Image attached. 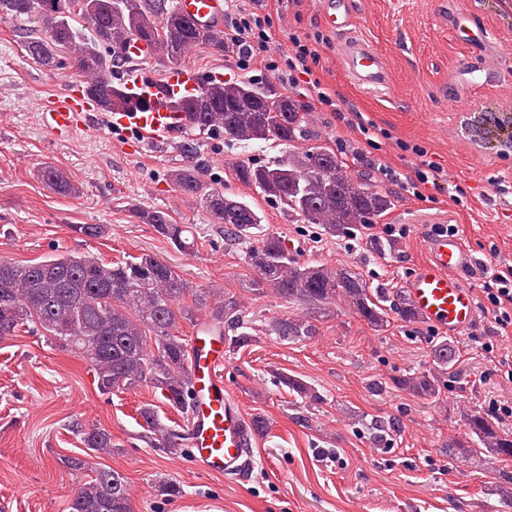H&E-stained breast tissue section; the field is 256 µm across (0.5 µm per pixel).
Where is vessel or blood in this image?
<instances>
[{
  "label": "vessel or blood",
  "mask_w": 512,
  "mask_h": 512,
  "mask_svg": "<svg viewBox=\"0 0 512 512\" xmlns=\"http://www.w3.org/2000/svg\"><path fill=\"white\" fill-rule=\"evenodd\" d=\"M352 4L353 0H321L320 20L326 29L342 36L340 52L351 82L369 91L387 87L389 74L381 55L351 34ZM176 7L202 30L224 22V0H176ZM120 54L132 65L124 77L127 88L132 95L151 100L153 106L109 113V128L125 132L126 147L132 151L168 141L184 125L186 116L170 111L167 103L198 88L199 75L192 70L174 69L164 78L153 77L141 68L142 62L151 57L152 49L136 37L128 39ZM491 76L490 70L476 68L466 59L455 74L461 84L469 87L484 84ZM94 118L93 107L73 90L47 100L41 112L44 127L55 135L95 130ZM426 252V259L404 285L405 300L425 322L445 334L458 335L475 320V296L464 276L477 270L478 260L460 235L445 232L427 237ZM223 363V348L192 345L190 367L196 409L191 460L202 472L237 478L253 466L258 434L252 419L235 403L217 375Z\"/></svg>",
  "instance_id": "obj_1"
}]
</instances>
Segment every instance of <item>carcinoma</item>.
<instances>
[{
    "label": "carcinoma",
    "mask_w": 512,
    "mask_h": 512,
    "mask_svg": "<svg viewBox=\"0 0 512 512\" xmlns=\"http://www.w3.org/2000/svg\"><path fill=\"white\" fill-rule=\"evenodd\" d=\"M75 14L89 24L91 33L73 25ZM0 15L36 23L27 48L37 62L48 65L68 51L84 78L85 94L95 98L104 112L142 108L128 94L124 80L115 77L121 63L119 47L131 35L149 41L153 55L172 69L198 46L217 55L230 51L222 29H198L178 13L174 0H0ZM170 108L190 118L182 128L187 146L193 136L208 133L244 145L273 141L284 146L281 159L266 164L243 161L235 176L291 219L317 224L328 235L338 229L355 233L393 206L389 194L353 178L336 153L315 143L305 114L268 85L210 79L194 93L171 100ZM39 176L61 193L75 191L53 166L43 167ZM171 180L224 225V239L243 248L247 264L257 272L253 290L268 288L288 301L321 304L342 296L370 325L385 326L386 296L370 295L366 283L345 268L299 262L280 237L264 232L263 217L250 202L209 187L195 165L172 171ZM135 214L176 250H194L196 240L189 227L173 223L166 212L137 209ZM70 230L95 239L104 236L108 227L73 224ZM182 321L189 322L195 333L215 336L232 349L253 341L236 299L193 287L150 253L114 261L71 254L27 264L0 260V339L28 327L55 347L85 359L103 394L144 384L159 390L183 424H166L149 404L140 408L139 415L149 441L171 454L183 451L194 406L188 340L178 335ZM227 329L232 336H225ZM270 330L287 341L317 333L312 321L300 318L278 319ZM432 355L442 370L454 365L455 351L445 341L434 345ZM280 382L300 398L311 394V388L293 376L283 375ZM396 385L425 399L439 388L438 379L427 375H408ZM467 427L465 441L453 447L474 442L491 460L512 457V433L500 430L489 417L471 414ZM77 434L86 456L64 458L68 469L87 470L91 467L87 457L112 453L109 431L80 426ZM68 508L69 512H134L126 481L110 467L94 469L90 480L75 489Z\"/></svg>",
    "instance_id": "1"
}]
</instances>
